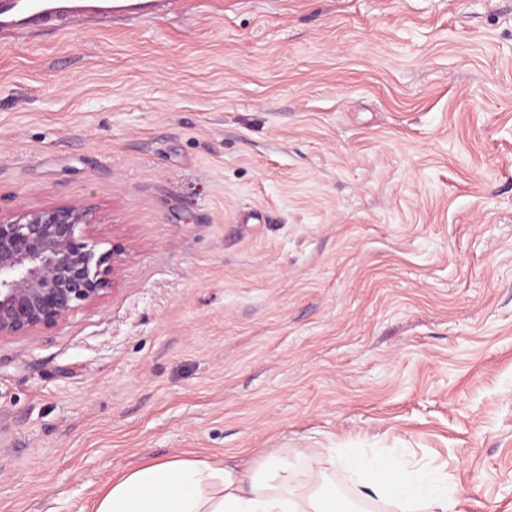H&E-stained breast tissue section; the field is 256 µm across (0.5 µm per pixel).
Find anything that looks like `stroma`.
Listing matches in <instances>:
<instances>
[{"instance_id": "1", "label": "stroma", "mask_w": 512, "mask_h": 512, "mask_svg": "<svg viewBox=\"0 0 512 512\" xmlns=\"http://www.w3.org/2000/svg\"><path fill=\"white\" fill-rule=\"evenodd\" d=\"M223 2L0 37V212L128 248L0 339V512L267 448L512 512V0Z\"/></svg>"}]
</instances>
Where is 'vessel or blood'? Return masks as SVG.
I'll return each mask as SVG.
<instances>
[{"instance_id": "b4317fda", "label": "vessel or blood", "mask_w": 512, "mask_h": 512, "mask_svg": "<svg viewBox=\"0 0 512 512\" xmlns=\"http://www.w3.org/2000/svg\"><path fill=\"white\" fill-rule=\"evenodd\" d=\"M160 0H0V36L87 13L153 17Z\"/></svg>"}]
</instances>
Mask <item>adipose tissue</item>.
Masks as SVG:
<instances>
[{
    "label": "adipose tissue",
    "instance_id": "1",
    "mask_svg": "<svg viewBox=\"0 0 512 512\" xmlns=\"http://www.w3.org/2000/svg\"><path fill=\"white\" fill-rule=\"evenodd\" d=\"M354 477L356 499L395 512H455L439 474L399 473L387 456L362 448H272L248 469L212 457L176 456L113 477L94 512H336V473Z\"/></svg>",
    "mask_w": 512,
    "mask_h": 512
}]
</instances>
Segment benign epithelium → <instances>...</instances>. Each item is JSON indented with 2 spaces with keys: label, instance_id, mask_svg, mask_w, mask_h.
Instances as JSON below:
<instances>
[{
  "label": "benign epithelium",
  "instance_id": "obj_1",
  "mask_svg": "<svg viewBox=\"0 0 512 512\" xmlns=\"http://www.w3.org/2000/svg\"><path fill=\"white\" fill-rule=\"evenodd\" d=\"M93 220L85 204L0 214V338L54 327L107 293L126 248L96 253L79 233Z\"/></svg>",
  "mask_w": 512,
  "mask_h": 512
}]
</instances>
